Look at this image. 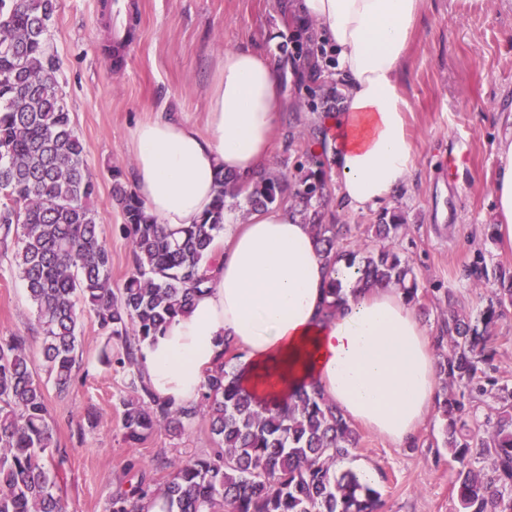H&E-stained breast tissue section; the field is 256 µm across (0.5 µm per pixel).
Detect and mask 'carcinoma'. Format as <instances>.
<instances>
[{
	"label": "carcinoma",
	"instance_id": "1",
	"mask_svg": "<svg viewBox=\"0 0 512 512\" xmlns=\"http://www.w3.org/2000/svg\"><path fill=\"white\" fill-rule=\"evenodd\" d=\"M58 0H0V255L11 256L43 336L35 365L26 336L0 337V512H67L60 486L62 454L48 409V386L67 394L79 364L78 303L95 314L105 344L99 363L123 371L133 397L120 400L124 442L144 443L163 429L179 436L207 411L217 448L185 460L154 459L166 480L118 487L106 512H145L159 498L164 512H382L378 487L360 483L338 464L359 447L352 423L321 391L301 388L283 403L261 404L226 370L238 358L231 343L206 370L199 399L176 405L157 397L138 358L143 342L184 312L209 282L213 243L226 210L297 211L331 264L344 261L364 289L395 286L416 304L420 288L410 258L394 248L405 229L398 210L371 225L373 243L352 246L351 228L327 210V156L295 149L292 171H268L244 182L220 174L211 216L175 237L146 213L120 170L111 171L112 199L130 241L132 268L112 288V255L91 207L97 183L68 111L59 64L50 46ZM307 67L320 71L312 39L299 44ZM341 100L334 85L310 90V110ZM477 281L493 279L477 314L453 310L441 319L437 346L445 386L435 407L442 447L454 473L457 512H512V386L499 383L496 340L489 327L512 306V272L473 264ZM329 313L346 302L331 280Z\"/></svg>",
	"mask_w": 512,
	"mask_h": 512
}]
</instances>
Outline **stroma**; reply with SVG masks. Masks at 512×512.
I'll use <instances>...</instances> for the list:
<instances>
[{"label": "stroma", "mask_w": 512, "mask_h": 512, "mask_svg": "<svg viewBox=\"0 0 512 512\" xmlns=\"http://www.w3.org/2000/svg\"><path fill=\"white\" fill-rule=\"evenodd\" d=\"M105 2L58 0L51 38L64 101L97 181L92 204L103 218L112 285L119 288L131 271V247L119 231L122 218L112 199L110 171L132 173L129 130L161 108L203 122L213 59L224 50L255 48L280 60L297 53L283 0H133L138 18L117 62L106 51ZM282 79L285 95L272 153L280 165L294 161V152L285 149L288 137L306 141L318 120L307 107L310 89L324 82L345 85L326 66L316 74L305 68ZM400 80L412 105L407 120L415 168L384 207L405 217L396 247L410 257L420 283L429 289L418 316L433 334L449 306L474 313L487 305L491 283L476 288L468 276L477 254H484L488 266L512 270V248L486 237L487 225L497 221L492 200L496 144L512 135V123L505 120L512 114V0H423L422 22ZM459 151L466 152L468 163L453 181L448 156ZM34 323L25 286L1 257L0 336L29 333L31 355L39 357L42 337L33 332ZM104 342L94 314L83 313V379L66 396L48 395L56 438L67 451L62 488L69 512H105L109 496L126 479L127 465L159 485L165 474L153 466L157 455L186 459L215 446L203 416L181 436L161 431L129 447L116 408L129 390L122 372L99 364ZM90 408L98 412L99 424L77 439L76 423ZM358 433L360 445L342 466L376 471L385 512H455L454 475L448 451L440 445L436 414H429L402 446L364 427Z\"/></svg>", "instance_id": "35a3bbf8"}]
</instances>
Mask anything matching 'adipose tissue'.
Segmentation results:
<instances>
[{
	"label": "adipose tissue",
	"instance_id": "ef3b65f1",
	"mask_svg": "<svg viewBox=\"0 0 512 512\" xmlns=\"http://www.w3.org/2000/svg\"><path fill=\"white\" fill-rule=\"evenodd\" d=\"M422 0H288L312 26L337 75L347 82L341 108L320 121L339 191L355 212L375 208L414 167L409 99L397 74L417 28ZM279 66L263 51L225 50L208 89L207 127L157 114L138 122L127 148L146 211L167 231L200 223L220 173L250 181L267 169L280 126ZM492 199L499 231L512 240V137L497 146ZM211 280L186 313L141 346L153 392L196 402L225 342L240 353L234 370L260 400L281 402L315 385L350 421L397 445L408 443L431 407L439 367L428 331L396 288L349 298L326 312L337 277L354 288L355 269H328L309 225L287 207L225 224L215 239Z\"/></svg>",
	"mask_w": 512,
	"mask_h": 512
}]
</instances>
